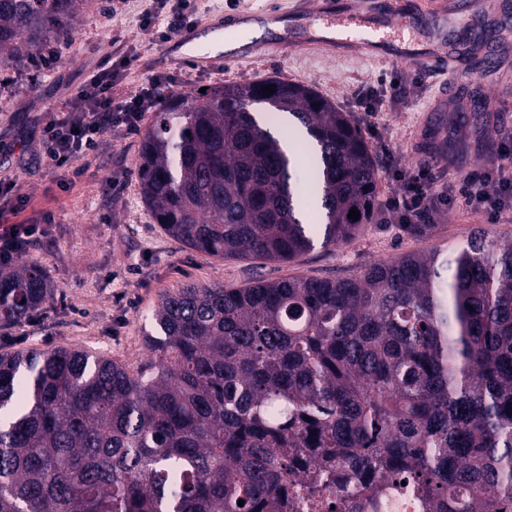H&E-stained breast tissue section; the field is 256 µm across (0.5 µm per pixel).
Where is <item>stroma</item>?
<instances>
[{"label": "stroma", "instance_id": "obj_1", "mask_svg": "<svg viewBox=\"0 0 512 512\" xmlns=\"http://www.w3.org/2000/svg\"><path fill=\"white\" fill-rule=\"evenodd\" d=\"M151 0L113 5L94 0L71 38L55 42L56 71L39 76L25 92L15 82L21 72L0 60V186L15 185L24 198L19 211L0 212V231L14 224H38L53 214L46 242L34 244L25 262L38 265L55 287L51 299L21 322L0 326V354L68 347L112 359L137 370L147 353L144 338L159 296L186 283L240 288L257 280L285 277L356 276L374 261L408 252L452 249L477 227L492 237L512 240V222L493 224L480 212L458 204L435 213L433 234L411 233L376 209L357 237L330 248H315L289 262L255 257L222 258L191 250L155 224L139 192L137 177L141 135L106 137L101 152L87 157L86 171L69 184L67 171L49 170L30 144L61 103L76 93L105 63L131 56L114 89L115 97L136 94L155 72L178 76L171 93L189 94L220 84L266 79L310 85L358 124L379 162L378 197L390 189L388 158L403 166L423 164L441 178L481 165L489 157L484 130L498 125L512 136V55L497 65L471 60L466 73L417 72L407 61H374L347 55L332 57L306 49H269L206 72L174 63L158 38L163 23L148 19ZM411 86L407 101L389 105L388 79ZM368 88L381 111H355L352 95ZM112 174L118 184L103 195L100 180Z\"/></svg>", "mask_w": 512, "mask_h": 512}]
</instances>
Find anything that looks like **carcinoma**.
<instances>
[{
  "mask_svg": "<svg viewBox=\"0 0 512 512\" xmlns=\"http://www.w3.org/2000/svg\"><path fill=\"white\" fill-rule=\"evenodd\" d=\"M91 2L0 0V55L27 68ZM266 85L176 94L143 136V201L196 252L290 261L373 208L348 113ZM284 114L288 149L265 127ZM52 295L38 267L0 266L1 325ZM153 320L134 374L84 350L0 354V512H367L388 495L512 512V241L477 228L356 277L187 285Z\"/></svg>",
  "mask_w": 512,
  "mask_h": 512,
  "instance_id": "obj_1",
  "label": "carcinoma"
}]
</instances>
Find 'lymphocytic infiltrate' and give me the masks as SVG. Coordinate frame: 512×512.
Segmentation results:
<instances>
[{
	"label": "lymphocytic infiltrate",
	"instance_id": "f902f5d3",
	"mask_svg": "<svg viewBox=\"0 0 512 512\" xmlns=\"http://www.w3.org/2000/svg\"><path fill=\"white\" fill-rule=\"evenodd\" d=\"M121 68L108 67L93 74L62 116L44 125L39 147L49 167L68 169L73 178H81L85 172L81 158L98 154L108 134H138L145 113L158 102L157 89L177 83L173 74L158 73L139 94L118 99L112 89L121 79ZM485 136L498 144L492 160L445 185L429 167L389 166L393 189L385 205L386 212L401 224H427L440 207L461 202L493 222L512 218V178L506 176L504 167L505 162H512V141L500 140L495 129L486 131ZM46 232L42 224H15L1 231L0 265L15 262Z\"/></svg>",
	"mask_w": 512,
	"mask_h": 512
}]
</instances>
